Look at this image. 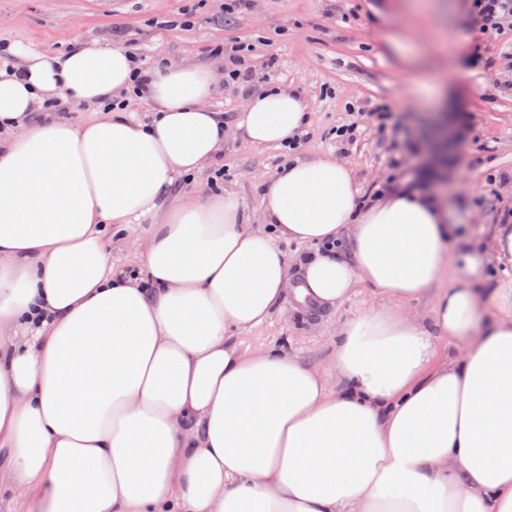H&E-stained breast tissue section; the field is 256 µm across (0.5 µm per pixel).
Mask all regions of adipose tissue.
<instances>
[{
    "label": "adipose tissue",
    "mask_w": 512,
    "mask_h": 512,
    "mask_svg": "<svg viewBox=\"0 0 512 512\" xmlns=\"http://www.w3.org/2000/svg\"><path fill=\"white\" fill-rule=\"evenodd\" d=\"M19 59L0 69V493L24 512H512V280L479 290L512 269L511 224L452 251L440 195L407 179L361 206L346 164L291 157L252 228L234 191L174 195L224 149L211 68L150 71L140 123L112 106L139 74L126 49ZM64 96L103 114L71 123ZM310 115L268 88L236 127L283 146ZM145 220L114 269L113 228ZM361 286L394 310L338 325L327 367L237 341L285 300Z\"/></svg>",
    "instance_id": "obj_1"
}]
</instances>
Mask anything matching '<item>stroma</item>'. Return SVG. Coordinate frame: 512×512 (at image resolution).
I'll list each match as a JSON object with an SVG mask.
<instances>
[{
	"label": "stroma",
	"instance_id": "obj_1",
	"mask_svg": "<svg viewBox=\"0 0 512 512\" xmlns=\"http://www.w3.org/2000/svg\"><path fill=\"white\" fill-rule=\"evenodd\" d=\"M455 2L448 12L413 13L406 0H251L247 12L229 15L225 0H0V50L58 54L97 39L136 49L145 67L164 58L214 69L209 105L230 125L217 164L257 227L284 150L244 142L232 122L265 86L292 87L313 111L299 154L347 164L365 198L387 180L421 176L427 188L444 187L467 234L479 238L512 215V18L478 34L470 0ZM238 46L253 78L245 88L221 79L225 51ZM343 125L357 129L344 145L336 140ZM443 125L453 138L448 152L437 139ZM391 307L364 287L311 321L287 303L239 342L282 346L320 368L336 325Z\"/></svg>",
	"mask_w": 512,
	"mask_h": 512
}]
</instances>
